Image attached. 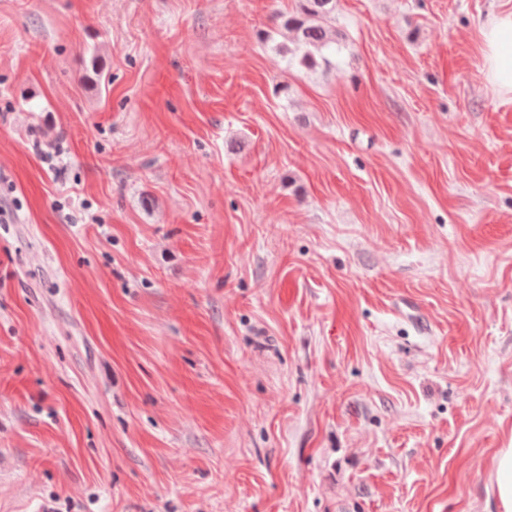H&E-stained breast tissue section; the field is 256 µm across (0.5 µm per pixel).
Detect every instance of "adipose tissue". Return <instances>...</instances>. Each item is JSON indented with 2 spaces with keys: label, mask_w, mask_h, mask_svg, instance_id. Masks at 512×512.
Wrapping results in <instances>:
<instances>
[{
  "label": "adipose tissue",
  "mask_w": 512,
  "mask_h": 512,
  "mask_svg": "<svg viewBox=\"0 0 512 512\" xmlns=\"http://www.w3.org/2000/svg\"><path fill=\"white\" fill-rule=\"evenodd\" d=\"M488 81L512 93V11L492 15L480 26Z\"/></svg>",
  "instance_id": "obj_1"
}]
</instances>
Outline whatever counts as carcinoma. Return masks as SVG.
<instances>
[{
  "mask_svg": "<svg viewBox=\"0 0 512 512\" xmlns=\"http://www.w3.org/2000/svg\"><path fill=\"white\" fill-rule=\"evenodd\" d=\"M336 0H296L295 9L279 16L277 27L262 35L265 43L283 41L276 49L288 57V63L315 71L331 64L330 55L345 48L343 35L332 24Z\"/></svg>",
  "mask_w": 512,
  "mask_h": 512,
  "instance_id": "obj_1",
  "label": "carcinoma"
}]
</instances>
